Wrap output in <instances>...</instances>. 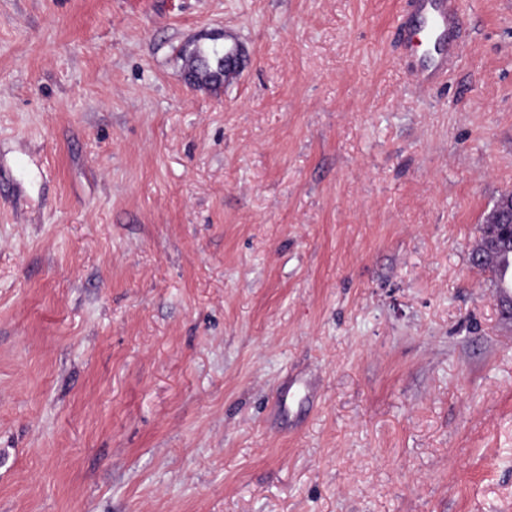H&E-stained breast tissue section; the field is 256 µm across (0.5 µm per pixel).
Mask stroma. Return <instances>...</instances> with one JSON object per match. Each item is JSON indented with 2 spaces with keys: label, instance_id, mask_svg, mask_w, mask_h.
Instances as JSON below:
<instances>
[{
  "label": "stroma",
  "instance_id": "1",
  "mask_svg": "<svg viewBox=\"0 0 512 512\" xmlns=\"http://www.w3.org/2000/svg\"><path fill=\"white\" fill-rule=\"evenodd\" d=\"M462 2L419 88L405 0H0V512H512V0ZM507 212H508V210L503 212L502 214H499V213L491 214L489 216L488 224H483L482 227L480 228V231L482 233L481 238H480L481 244L485 238L484 237L485 233L490 228V224H499L501 229L496 236L490 238L489 240H484L483 250L481 251L479 257L474 258L476 262L480 263L485 256H492L494 254H497V252L499 251V249L502 246L503 241H506L507 236H508V230H507V225H503V224H504V216L507 214Z\"/></svg>",
  "mask_w": 512,
  "mask_h": 512
}]
</instances>
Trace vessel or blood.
<instances>
[{"label": "vessel or blood", "instance_id": "obj_1", "mask_svg": "<svg viewBox=\"0 0 512 512\" xmlns=\"http://www.w3.org/2000/svg\"><path fill=\"white\" fill-rule=\"evenodd\" d=\"M395 36L401 46L416 51L413 76L418 84L447 75L459 56L458 39L464 30L460 0H406Z\"/></svg>", "mask_w": 512, "mask_h": 512}]
</instances>
